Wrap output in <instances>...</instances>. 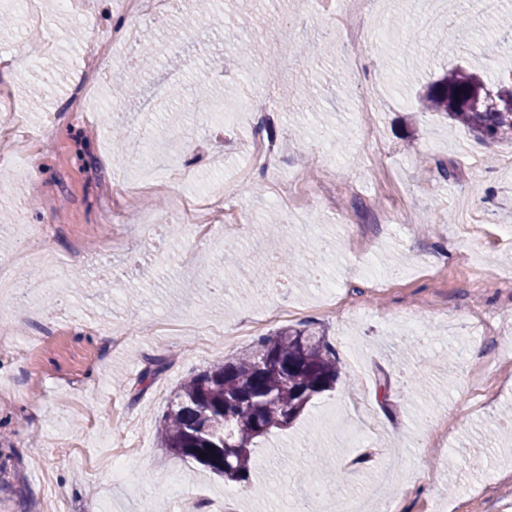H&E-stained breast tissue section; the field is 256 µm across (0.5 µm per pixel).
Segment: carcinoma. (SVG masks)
I'll list each match as a JSON object with an SVG mask.
<instances>
[{"instance_id":"obj_1","label":"carcinoma","mask_w":512,"mask_h":512,"mask_svg":"<svg viewBox=\"0 0 512 512\" xmlns=\"http://www.w3.org/2000/svg\"><path fill=\"white\" fill-rule=\"evenodd\" d=\"M422 110L438 112L481 141L512 140V86L454 66L428 87ZM340 375L336 349L311 323L282 326L253 348L191 375L157 427L160 448L231 482L248 480L252 446L290 427Z\"/></svg>"}]
</instances>
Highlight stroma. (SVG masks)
I'll return each instance as SVG.
<instances>
[{
  "label": "stroma",
  "mask_w": 512,
  "mask_h": 512,
  "mask_svg": "<svg viewBox=\"0 0 512 512\" xmlns=\"http://www.w3.org/2000/svg\"><path fill=\"white\" fill-rule=\"evenodd\" d=\"M94 26L136 23L119 49L70 37L80 18L39 0L38 18L0 30V54L26 42L31 59L0 74V128L14 151L0 173L33 164L37 188L0 195V259L30 226L50 233L44 261L16 263V294L43 323L0 300V512H337L381 486L395 512H512V143L477 140L417 109L442 70L468 60L488 71L512 61L491 33L512 0L480 16L453 4L420 16L419 0H377L365 41L338 4L215 0L183 30L194 0L158 25L129 19L116 0H93ZM471 35L458 45L461 27ZM155 58L135 91L126 77L140 43ZM324 52L310 56L312 44ZM248 55H241V47ZM100 73L91 103L75 102L85 59ZM257 112L225 124L216 104ZM134 146L102 159L112 131ZM273 139L275 169L250 164L254 137ZM150 163L156 187L124 215L120 250L104 254L100 191L119 194ZM186 195L225 189L224 221L205 257L187 259L188 232L154 225L171 165ZM391 214L377 222L379 213ZM297 256L279 288L255 285V261L287 246ZM48 280L34 288L36 276ZM262 321V335L310 322L336 348L341 375L285 430L257 438L248 484L169 455L156 421L189 376L231 358L247 341L220 332ZM127 343L105 348L103 332ZM163 371L141 373L154 362ZM131 448L123 481L112 453ZM369 455L365 468L354 459ZM345 469L343 481L327 476ZM326 485L310 497L301 473Z\"/></svg>",
  "instance_id": "1"
}]
</instances>
